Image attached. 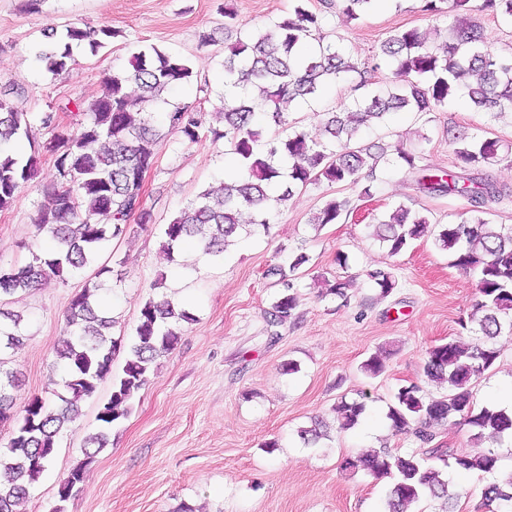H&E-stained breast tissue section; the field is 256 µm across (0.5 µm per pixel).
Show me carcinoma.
Returning <instances> with one entry per match:
<instances>
[{
	"label": "carcinoma",
	"mask_w": 512,
	"mask_h": 512,
	"mask_svg": "<svg viewBox=\"0 0 512 512\" xmlns=\"http://www.w3.org/2000/svg\"><path fill=\"white\" fill-rule=\"evenodd\" d=\"M343 13L359 20L370 13L374 0H344ZM425 11L454 15L457 26L452 38L430 46L417 28L398 29L380 43V61L367 67L352 61L339 43H326L319 36L322 18L299 3L293 13L271 22L264 29H246L243 36L225 46L224 100L219 109L224 129L211 130L224 140L227 153L236 156L239 179L222 181L202 190L164 225V249L174 254L180 244L195 243L210 258L224 254L227 240L245 226L267 231L279 207L295 191L326 180L336 185H356L363 170L373 176L387 159V148L358 142L362 128L384 125L397 112H437L457 90L456 81L467 75L464 94L483 112L512 109V55L491 49L483 27L471 20L472 12L490 11L512 20V0H425ZM114 36L107 27L70 26L51 34L49 48L38 49L36 58L50 72L64 69L72 60L73 47L82 43L95 51ZM386 67L391 85L374 88L368 69ZM192 70L187 61L155 46L133 54L130 69L104 81V88L88 108L76 106L67 128L35 147L30 113L0 94V211L8 208L22 184L32 180L40 152L54 158L58 180L44 188V201L34 220V237H49L53 246L33 254L19 267H0V296L38 288L53 279L63 280L90 266L109 242L126 235L129 220L139 227L153 223V214L140 199V178L152 170L161 133L153 121V109L167 103L164 94L188 81ZM350 84L354 97L348 107L331 108L319 114L324 139L317 140L288 122L281 105L306 101L321 95L330 84ZM168 129L195 143L202 120L194 106L178 104L167 109ZM275 127L274 133L266 129ZM25 137L31 146L27 159L14 150ZM499 141L485 138L463 141L455 154L456 169L440 171L418 165L411 149L394 146L400 166L418 174L420 192L433 196H459L470 204L469 215L441 225L435 245L448 252L451 264L477 275V297L469 321L460 327L474 334L466 341L451 339L426 353L424 373L442 380L448 393L426 397L416 384L403 385L389 404L386 418L396 433L413 434L423 443L435 438L434 426L454 419L466 427L472 439L487 443L479 454L440 453L433 457L447 468L477 470L493 480L482 489L489 512H512V472L501 475L502 455L497 447L512 438V412L495 405H477L472 385L485 375L499 357L494 340L512 333V226L495 228L486 219L484 207L512 195V191L482 172L483 164L498 157ZM348 201L333 198L312 217L315 226L336 223L347 211ZM429 219L404 205L376 220L375 236L394 256L410 241L424 235ZM307 261L300 253L288 267L276 266L283 292L272 304L271 325L279 326L294 316L296 296L290 274ZM367 278L388 296L396 281L391 272L374 269ZM353 280L339 276L327 294L347 299ZM95 282L76 292L65 312L68 338L57 349L53 364L59 379L47 395H34L15 410L13 391L20 387L16 371L4 368V356L21 346L25 336L21 317L0 309V423L13 425L7 451L0 453V512L15 507L50 469L60 433L82 413V403L95 396L100 385L111 382L110 395L101 401L97 420L102 429L89 437L83 457L60 481L59 504L51 512H63L61 503L87 479L97 455L109 445L108 430L127 418L139 391L150 379L156 361L175 349L180 340L172 322L188 321V312L170 301L148 299L126 348V361L119 375L113 374V357L121 343L112 336L116 319L101 309ZM366 410L362 400L341 398L334 407L341 428L359 423ZM323 422L299 431L307 445L323 436ZM341 467L351 473L365 471L390 476L386 512H409V507L429 498L434 512H455L448 493V480L440 468L414 454L400 456L382 448L343 459Z\"/></svg>",
	"instance_id": "cac0c4a2"
}]
</instances>
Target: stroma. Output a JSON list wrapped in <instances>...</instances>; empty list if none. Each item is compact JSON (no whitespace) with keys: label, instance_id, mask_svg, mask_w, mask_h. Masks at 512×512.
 Listing matches in <instances>:
<instances>
[{"label":"stroma","instance_id":"obj_1","mask_svg":"<svg viewBox=\"0 0 512 512\" xmlns=\"http://www.w3.org/2000/svg\"><path fill=\"white\" fill-rule=\"evenodd\" d=\"M423 5L424 0H390L364 20L350 22L326 0L306 3L323 13L326 41H341L361 63L397 28L435 29L441 39L450 38L455 17L429 14ZM228 6L237 14V26L254 28L292 13L295 0H41L35 10L27 0H0V82L21 89L24 110L55 113L57 124L68 126L66 103L88 105L109 75L127 69L133 53L153 45L188 61L192 81L171 89L167 98L197 106L205 127L193 144L174 133L160 141L144 195L153 226L112 240L92 268L66 281L0 299V307L24 317L27 338L9 358L21 374L20 405L47 390L55 350L66 336L64 314L96 268L112 270L101 297L118 320L117 337L133 335L151 297L180 301L193 315L180 323L179 343L158 359L150 383L130 415L113 427L108 447L80 488L59 502L61 479L99 427L93 400L61 435L51 469L22 501L21 512H50L59 503L64 512H175L182 503L194 512H383L388 478L343 471V458L379 448L422 457L433 446L477 451L467 429L451 421L436 426L429 446L386 425L387 407L400 386L417 383L428 397L444 392L423 374L425 353L460 335L459 321L471 310L476 279L451 266L434 234L468 211L466 199L423 195L414 175L382 163L370 196H361L356 186L307 185L289 200L269 235L240 233L220 260L192 248L166 255L161 225L235 166L223 141L209 134L224 125L217 114L224 94V42L236 36L235 28L224 26ZM73 25L106 26L115 36L95 52L76 48L64 70L47 71L35 49L45 44L48 32ZM350 96L349 86L334 85L316 100L291 104L286 114L317 138L318 112ZM362 135L369 142L404 143L417 150L420 164L445 171L456 165L455 138L499 139V160L487 172L512 187V112L493 117L458 96L420 117L397 113L387 125L363 129ZM56 179L52 157L43 155L35 182L0 211L1 267L31 260L41 189ZM332 197L349 199L347 216L315 227L311 216ZM400 204L426 214L430 233L393 256L374 236L372 222ZM294 252L308 257L295 272L297 307L293 319L273 328L272 304L282 284L271 269L287 264ZM340 252L347 257L343 267L336 262ZM376 268L389 270L396 281L388 296H380L366 277ZM347 275L356 278L348 301L326 294L325 280ZM161 276L167 289L154 286ZM497 347L494 368L474 388L480 405L487 404L491 388H512V335L499 336ZM382 348L388 352L385 369L368 376L361 365ZM288 361L297 364L296 373H282ZM362 394L367 407L356 427L332 429L316 447L304 446L301 428L316 417L334 420L340 397ZM272 440L278 448L266 451Z\"/></svg>","mask_w":512,"mask_h":512}]
</instances>
